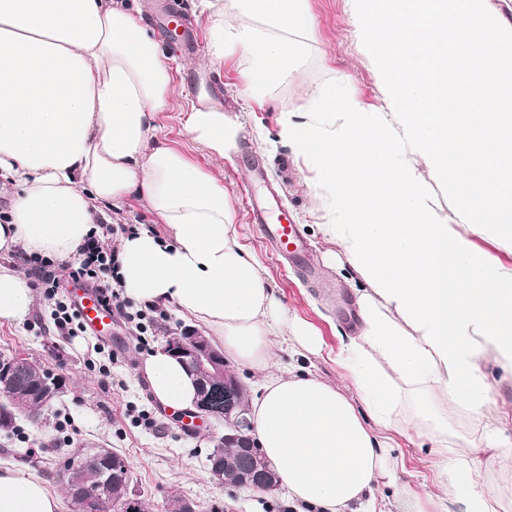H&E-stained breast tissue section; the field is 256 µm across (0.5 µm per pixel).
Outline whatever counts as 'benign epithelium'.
<instances>
[{"label": "benign epithelium", "instance_id": "benign-epithelium-1", "mask_svg": "<svg viewBox=\"0 0 512 512\" xmlns=\"http://www.w3.org/2000/svg\"><path fill=\"white\" fill-rule=\"evenodd\" d=\"M164 349L179 359L188 369L196 388L194 409L182 412L177 418L214 419L224 423L222 447L250 456L254 450L253 425L248 417L242 384L227 369L224 355L204 335L184 327L166 337ZM30 363L23 356L0 357V397L11 401V406L22 413L35 414L54 396L58 385L47 386L40 403L31 405L11 399L13 368ZM233 486L253 491L270 492L277 488L270 469L261 464L248 465L235 476ZM80 512H95L97 492L78 486L72 491ZM164 512H199L198 506L177 492L165 497Z\"/></svg>", "mask_w": 512, "mask_h": 512}]
</instances>
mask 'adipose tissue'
Masks as SVG:
<instances>
[{
    "instance_id": "adipose-tissue-1",
    "label": "adipose tissue",
    "mask_w": 512,
    "mask_h": 512,
    "mask_svg": "<svg viewBox=\"0 0 512 512\" xmlns=\"http://www.w3.org/2000/svg\"><path fill=\"white\" fill-rule=\"evenodd\" d=\"M398 126L384 131L339 78L289 100L280 136L314 164L340 223L322 225L360 275L363 330L338 361L355 396L299 373L272 374L273 347L319 349L318 333L289 314L234 231L223 182L158 140L174 74L136 0H0V182L16 186L0 222V256L76 261L96 225L131 200L161 231L121 235L122 295L175 305L239 364L262 372L256 439L294 512H377L380 487L409 512H512V484L478 479L494 449L512 470V437L487 423L492 389L478 370L512 369V270L470 246L426 203L414 157L468 201L484 189L512 199V24L487 0H353ZM207 61L238 56L248 93L288 76V38L311 33L307 0H201ZM481 88V97L468 93ZM185 130L211 156L237 148V116L190 107ZM33 289L0 263V322L31 311ZM154 398L192 408L195 385L164 349L143 365ZM456 404L482 424L459 442L442 412ZM424 432L441 494L400 482L393 433ZM0 512H62L57 492L22 470H0Z\"/></svg>"
}]
</instances>
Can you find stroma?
<instances>
[{"label": "stroma", "mask_w": 512, "mask_h": 512, "mask_svg": "<svg viewBox=\"0 0 512 512\" xmlns=\"http://www.w3.org/2000/svg\"><path fill=\"white\" fill-rule=\"evenodd\" d=\"M308 4L316 22L314 37L291 38L287 81L266 88L257 97L243 92L238 83L239 57L214 68L204 62L206 50L189 53L163 44L173 61L175 91L169 111L158 117V138L223 180L241 243L263 264L289 312L312 324L321 335V352L307 354L300 361L303 372L351 395L355 389L349 372L337 363L336 354L341 341L361 331L358 291L363 282L342 250L320 230L330 222L331 214L315 183L312 164L297 158L280 140L279 132L289 98L329 86L338 74L350 77L352 93L364 110L384 113L388 107L375 60L359 36L351 0H308ZM197 76L217 87V101L243 124L244 134L231 158L209 155L183 129L184 108L200 101L193 86ZM257 164L265 170L268 187L309 241L311 271L283 263L253 223L245 191L251 168ZM415 168L429 206L454 224L474 248L512 269V237L465 224L459 201L434 179L426 162L417 160ZM54 313V303L40 297L23 321L0 324V356H27L60 382L56 399L40 420L21 416L12 429L0 430V469L23 467L58 492L62 489L59 466L67 456L84 448H109L125 458L133 478L131 488L148 512H162L165 496L172 489L197 501L204 512L215 506L225 512H291L286 489L261 494L213 482L206 458L222 425L204 421L198 423L195 434H187L175 423L174 411L153 399L142 366L169 333L187 326L176 306L167 307L166 321L145 341L119 312L107 338L89 331L61 335L53 325ZM479 367L495 401L489 420L512 435V371L490 357L480 360ZM146 416L151 419L147 425L142 422ZM394 453L404 459L401 481L418 492L440 494L434 459L427 449L398 434Z\"/></svg>", "instance_id": "1"}]
</instances>
